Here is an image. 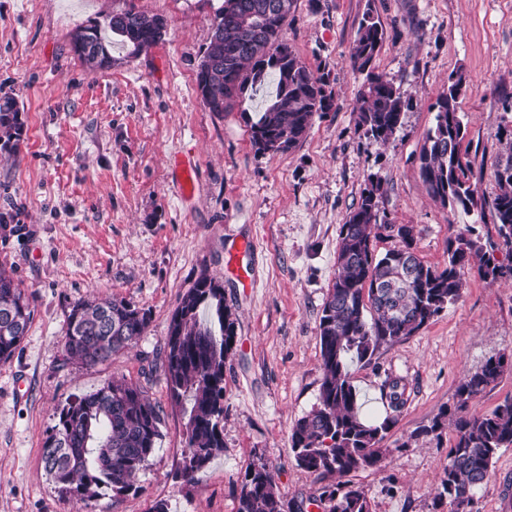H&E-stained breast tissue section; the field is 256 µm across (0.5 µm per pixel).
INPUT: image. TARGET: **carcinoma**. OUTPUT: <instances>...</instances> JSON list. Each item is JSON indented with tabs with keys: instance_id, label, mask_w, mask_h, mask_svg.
<instances>
[{
	"instance_id": "1",
	"label": "carcinoma",
	"mask_w": 512,
	"mask_h": 512,
	"mask_svg": "<svg viewBox=\"0 0 512 512\" xmlns=\"http://www.w3.org/2000/svg\"><path fill=\"white\" fill-rule=\"evenodd\" d=\"M294 0H224L205 59L197 72V88L211 112H229L248 89L275 76L276 91L259 119L250 123L257 152L285 154L306 136L315 118L336 104L330 72L313 71L284 37ZM154 16L129 4L76 31L84 41L74 52L92 68L112 65L109 31L127 56H138L161 38ZM384 38L371 13L360 22L350 49L355 68L367 72L359 92L357 126L376 141L396 132L408 104L398 88L370 70ZM434 106V124L420 151V175L429 195L441 205L471 212L489 208L495 235L481 236L473 226L448 239V264L441 270L415 253L414 226L390 224L380 215L381 181L369 180L357 206L341 225L336 252V277L318 324L322 380L317 406L297 421L291 449L299 466L324 482L319 500L328 512H372L364 490L346 477L374 468L386 449L382 442L394 420H365L350 380L349 363H368L384 344L418 333L465 288V269L494 284L512 281V263L500 264L495 253L512 255V160L497 170L498 193L486 200L470 182L464 160V114L456 74ZM24 129L14 99L0 98V151H9ZM387 234L396 246L378 256L373 240ZM417 274L410 278L406 266ZM32 321L22 288L0 269V362L11 359ZM150 311L115 298L76 302L63 331V360L91 369L134 348L146 335ZM235 341L234 321L224 310V288L200 275L173 313L163 349L162 376L171 400L188 416L180 476L187 484L199 480L211 461L224 452V364ZM512 371V356L489 358L458 384L454 407L442 411L431 425L411 435L428 436L452 425L448 452L435 505L448 501V512H472L475 490L489 480L497 452L512 447V397L490 413L470 415L471 402L495 388ZM389 408L400 411L405 386L399 379L382 384ZM160 407L142 384L112 377L97 390L76 398L57 411L42 446L44 469L58 491L84 504L111 491L116 499L135 489L163 437ZM272 468L252 463L244 474L238 512H288Z\"/></svg>"
}]
</instances>
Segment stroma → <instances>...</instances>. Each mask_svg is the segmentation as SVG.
<instances>
[{
	"label": "stroma",
	"mask_w": 512,
	"mask_h": 512,
	"mask_svg": "<svg viewBox=\"0 0 512 512\" xmlns=\"http://www.w3.org/2000/svg\"><path fill=\"white\" fill-rule=\"evenodd\" d=\"M166 22L163 39L138 57L113 47L114 65L90 69L71 48L74 32L125 0H0V97L15 99L24 131L0 152V268L24 289L29 331L0 363V512H238L250 463L273 466L279 489L301 512H326L321 483L295 461L290 436L318 403V323L336 276L340 228L369 178L382 181L380 212L415 227V251L443 267L448 239L491 216L434 202L419 172L432 109L450 76L459 97L472 181L485 198L512 130V0H295L285 37L312 69L328 70L336 107L315 119L291 152L258 153L249 115L273 82L247 91L229 112H211L196 86L223 0H134ZM384 29L375 72L408 107L384 143L357 127L366 81L349 52L365 10ZM191 159V196L177 160ZM252 240L247 280L226 274L232 244ZM224 288L235 345L224 365V452L192 486L177 479L185 419L159 372L170 318L201 273ZM461 298L415 335L381 347L349 370L364 415L388 413L382 384L402 380L376 469L353 473L372 512H448L434 497L452 430L417 437L452 408L462 378L493 356L512 354V283L468 270ZM93 296L148 309L151 323L129 353L92 369L64 364L62 334L72 305ZM146 386L163 411V438L137 488L89 504L61 496L41 461L56 411L110 377ZM512 500V448L474 494L473 512H505Z\"/></svg>",
	"instance_id": "obj_1"
}]
</instances>
